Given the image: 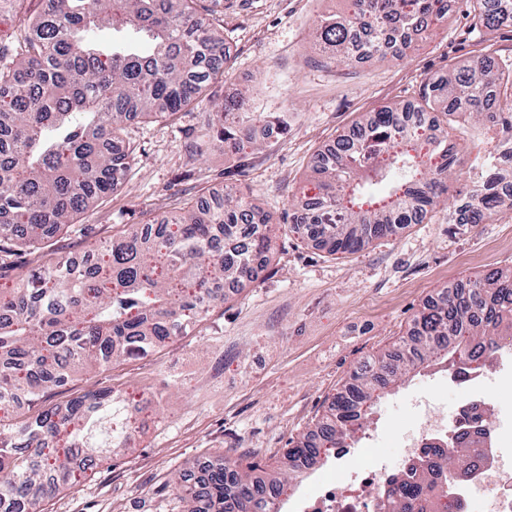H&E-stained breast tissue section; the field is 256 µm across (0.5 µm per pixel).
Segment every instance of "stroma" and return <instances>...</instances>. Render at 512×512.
Returning <instances> with one entry per match:
<instances>
[{
	"label": "stroma",
	"mask_w": 512,
	"mask_h": 512,
	"mask_svg": "<svg viewBox=\"0 0 512 512\" xmlns=\"http://www.w3.org/2000/svg\"><path fill=\"white\" fill-rule=\"evenodd\" d=\"M349 8L348 0H225L229 59L208 85L206 103L167 118H131L122 137L135 158L118 189L76 214L51 251L0 259V285L11 287L49 257L93 251L129 225L227 191L247 193L270 218L267 269L187 334L141 359L90 366L37 397L39 410L124 388L147 399L152 412L134 448L103 457L78 487L60 486L44 512H182L169 487L176 474L227 458L265 474L354 370L402 345L428 298L479 273L512 270V211L484 224L448 221L471 185L472 148L457 154L448 202L429 222L352 254H328L291 232L316 156L363 115L419 99L423 84L451 66L512 64V30L474 27L470 0H448L446 25L413 34L400 60L330 63L311 32L320 16ZM244 90L260 104L295 112L288 135L233 154L191 155L210 103ZM426 381L413 376L378 403L369 429L381 434L383 451H393L406 420L404 399Z\"/></svg>",
	"instance_id": "35a3bbf8"
}]
</instances>
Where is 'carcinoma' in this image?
Listing matches in <instances>:
<instances>
[{"mask_svg": "<svg viewBox=\"0 0 512 512\" xmlns=\"http://www.w3.org/2000/svg\"><path fill=\"white\" fill-rule=\"evenodd\" d=\"M196 2L53 0L24 31L0 36V250L45 244L116 188L134 155L121 138L131 116H171L201 98L227 62V48L217 18L201 14ZM471 3L481 26L512 28V9ZM447 19V0H351L348 12L317 21L314 40L328 59L346 63L353 33L372 30L366 56L384 62L401 57L410 28L435 30ZM106 26L149 40L151 53L132 41L89 38ZM490 112H512V65L452 67L424 83L419 101L361 118L312 168L319 203L302 202L303 234L335 255L423 223L447 195L454 149L448 127ZM260 124L285 137L291 115L283 107L249 106L240 93L213 105L196 150H242ZM509 186L508 147L448 223H485L508 209L499 191ZM269 223L246 194L230 191L213 207L200 203L154 220L161 227L155 236L148 224L128 227L90 266L50 259L0 291V512H43L40 503L57 489L56 472L64 471L72 487L83 478L68 467L72 449L94 461L128 448L137 424L138 399L125 389L88 392L33 414L24 404L93 363L142 358L184 335L227 299L213 284L238 289L258 277L268 262ZM507 336L512 272L469 279L423 306L405 351L383 353L354 372L267 480H253L250 466H217L206 471L202 494L186 473L174 479L173 494L191 506L187 512H264V489L291 485L316 457L309 437L319 434L336 447L352 417L365 428L384 393L429 361L491 356ZM472 467L473 450L449 451L421 481L388 495L389 512H437L438 494L455 483V471Z\"/></svg>", "mask_w": 512, "mask_h": 512, "instance_id": "carcinoma-1", "label": "carcinoma"}]
</instances>
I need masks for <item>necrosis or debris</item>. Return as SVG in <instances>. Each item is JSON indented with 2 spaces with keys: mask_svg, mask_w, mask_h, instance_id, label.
Instances as JSON below:
<instances>
[{
  "mask_svg": "<svg viewBox=\"0 0 512 512\" xmlns=\"http://www.w3.org/2000/svg\"><path fill=\"white\" fill-rule=\"evenodd\" d=\"M506 385L512 386V361L503 353L492 366L475 361L439 373L425 392L406 399L407 421L393 455L378 451L374 435L346 439L333 453L338 473L307 492H276L275 512H385L388 490L418 464L428 444L453 445L477 434L484 444L474 474L442 502L447 512H512V403L501 396ZM448 388L457 393L455 403L442 395Z\"/></svg>",
  "mask_w": 512,
  "mask_h": 512,
  "instance_id": "necrosis-or-debris-1",
  "label": "necrosis or debris"
}]
</instances>
